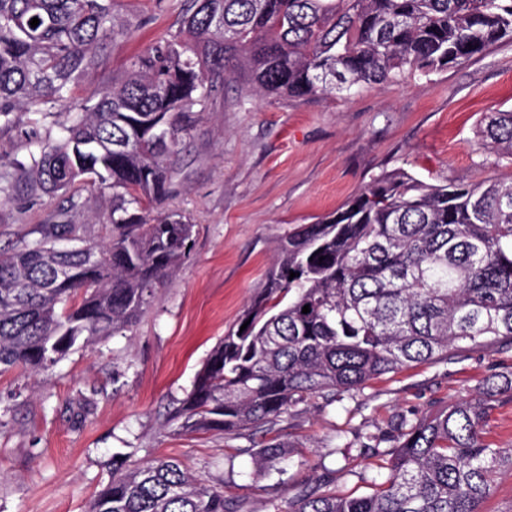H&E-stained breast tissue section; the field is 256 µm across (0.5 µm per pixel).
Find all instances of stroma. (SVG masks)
<instances>
[{
	"label": "stroma",
	"mask_w": 512,
	"mask_h": 512,
	"mask_svg": "<svg viewBox=\"0 0 512 512\" xmlns=\"http://www.w3.org/2000/svg\"><path fill=\"white\" fill-rule=\"evenodd\" d=\"M132 34L117 37L104 64L74 89L80 101L123 76L147 43L175 32L181 0H116ZM512 108V42L426 77L360 89L348 96L242 99L228 81L196 114L175 158L160 206L195 226L189 255L155 291L137 322L48 371L0 373V512H89L114 473L173 457L203 484L223 490L239 512L329 478L338 495L368 492L380 460L367 435L396 414H424L473 396L484 378L512 371V349L469 352L414 364L370 381L332 405L314 398L272 428L179 431L169 415L190 392L211 350L263 287L277 243L341 207L384 171L430 182L512 179V160L486 153L477 130L485 113ZM54 118L19 112L0 126V171L14 190L0 204V250L36 238L40 225H81L100 240L112 191L73 194L30 189L16 163H30L31 140L57 137ZM285 446L281 471H259L254 449ZM347 442V454L336 445Z\"/></svg>",
	"instance_id": "stroma-1"
}]
</instances>
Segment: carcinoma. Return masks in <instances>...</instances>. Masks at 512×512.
Masks as SVG:
<instances>
[{"instance_id":"obj_1","label":"carcinoma","mask_w":512,"mask_h":512,"mask_svg":"<svg viewBox=\"0 0 512 512\" xmlns=\"http://www.w3.org/2000/svg\"><path fill=\"white\" fill-rule=\"evenodd\" d=\"M115 35L112 0H0V121L19 110L64 116L59 139L35 142L31 187L112 189L102 241L57 248L77 226L44 224L39 238L0 252V371L40 373L125 331L186 259L194 225L152 205L166 197L191 116L224 81L240 78L259 97L309 98L426 76L512 41V0H183L175 32L133 57L120 81L71 101ZM479 136L512 158V110L487 113ZM90 250L100 255L93 265ZM61 266L81 278L58 283ZM504 348L512 180L432 184L383 172L280 242L261 292L171 420L186 433L272 426L297 403L331 405L413 363ZM505 397L512 373H494L475 398L399 413L365 447L386 463L372 493L336 497L318 484L267 512H479L498 471L512 470V448L483 437ZM255 456L273 470L282 445ZM90 512L238 510L179 462L153 459L112 478Z\"/></svg>"}]
</instances>
